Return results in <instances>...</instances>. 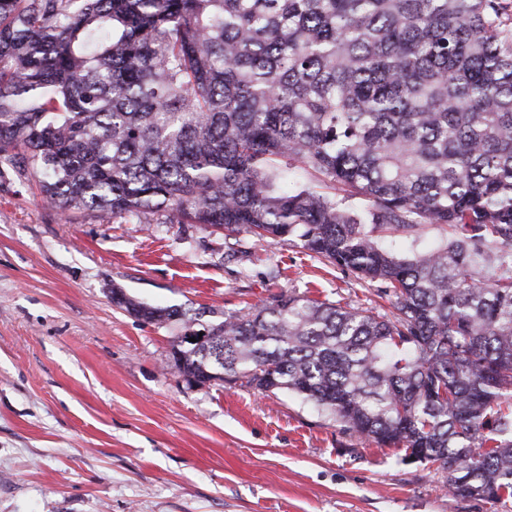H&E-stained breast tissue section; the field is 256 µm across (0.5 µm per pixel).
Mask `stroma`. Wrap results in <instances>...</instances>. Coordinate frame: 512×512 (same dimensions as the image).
Instances as JSON below:
<instances>
[{"instance_id":"obj_1","label":"stroma","mask_w":512,"mask_h":512,"mask_svg":"<svg viewBox=\"0 0 512 512\" xmlns=\"http://www.w3.org/2000/svg\"><path fill=\"white\" fill-rule=\"evenodd\" d=\"M116 288L183 317L145 322ZM280 291L381 305L299 240L63 214L1 173L0 512H512L288 391L170 368L178 336Z\"/></svg>"}]
</instances>
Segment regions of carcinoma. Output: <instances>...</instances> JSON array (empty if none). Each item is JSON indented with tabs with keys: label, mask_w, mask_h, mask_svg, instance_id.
Here are the masks:
<instances>
[{
	"label": "carcinoma",
	"mask_w": 512,
	"mask_h": 512,
	"mask_svg": "<svg viewBox=\"0 0 512 512\" xmlns=\"http://www.w3.org/2000/svg\"><path fill=\"white\" fill-rule=\"evenodd\" d=\"M3 164L63 213L292 237L378 284L391 319L282 291L170 367L512 498V0H0Z\"/></svg>",
	"instance_id": "carcinoma-1"
}]
</instances>
